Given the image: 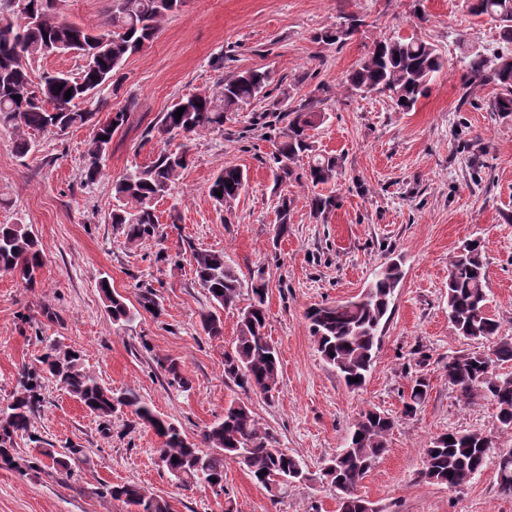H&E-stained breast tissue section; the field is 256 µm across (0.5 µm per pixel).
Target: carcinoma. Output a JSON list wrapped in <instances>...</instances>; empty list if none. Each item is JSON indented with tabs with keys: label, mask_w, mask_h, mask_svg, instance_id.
<instances>
[{
	"label": "carcinoma",
	"mask_w": 512,
	"mask_h": 512,
	"mask_svg": "<svg viewBox=\"0 0 512 512\" xmlns=\"http://www.w3.org/2000/svg\"><path fill=\"white\" fill-rule=\"evenodd\" d=\"M58 2L0 0V16L20 17L9 26L0 25V125L15 131L16 151L22 156L34 147L33 132L62 135L74 127L93 125L82 173L89 185L103 175L102 159L134 106L131 101L105 120L97 121V110L107 104L101 93L112 85L113 76L122 69L128 56L154 38L160 22L179 9L182 0H110L104 30L97 34L60 18ZM467 11L499 25L497 51L490 53L470 46L464 49L462 60L469 86H497L499 92L489 100L488 108L511 114L512 0H469ZM357 28V20L347 18L336 29L325 32L322 39L340 43ZM53 53L75 54L85 60V65L76 76L50 74L34 83L30 73L32 61ZM445 64L444 57L430 43L413 37L385 38L376 42L352 70L347 85L355 92L383 94L397 111L408 112L425 95L429 82ZM269 85V74L253 69L224 80L217 95L199 93L182 97L163 115L157 133L168 139L189 138L220 128L224 126V113L250 105ZM68 90L71 97L67 99ZM91 93L95 94L97 109L77 108L75 101H84ZM180 107L184 112L177 119L175 112ZM323 120L324 114L302 106L289 111L287 123L274 129L271 159L278 182L296 181L315 187L335 179L336 158L316 152L311 141L310 131ZM304 157L308 158L307 165L297 168V162ZM186 166L187 151L168 150L113 179L111 224L127 244L133 246L158 237L159 220L154 204L169 194ZM244 185L243 171L228 166L215 176L209 195L229 210ZM310 206L315 215L321 216L330 212L336 202L331 196L315 195L310 198ZM276 213L279 231L285 235L291 220L288 196L278 198ZM43 265V251L26 225L0 224V272L32 287ZM190 265L196 283L212 306V310L201 315L202 330L210 337H219L224 332L220 311L238 306L241 282L236 269L224 254L194 248ZM399 282V266L392 262L374 276L359 296L307 311L318 352L349 388L357 389L366 382ZM250 289L251 302L240 310L234 344L224 352V377L244 390L266 395L279 384V355L266 336L268 283L263 270H257L252 277ZM104 294L113 324L129 323L133 313L124 297L110 288ZM448 319L464 338L492 343L486 351H465L448 358V384L464 402L478 395L488 398L496 406L499 429L511 432L512 376L500 375L497 367L512 362V336L502 335L501 323L490 314L486 262L478 238L464 242L448 262ZM162 368L169 385L189 388V379L177 360H166ZM352 377L358 381H350ZM44 378L55 380L100 418L109 419L112 414L126 410L138 423L150 427L162 439L161 446L155 449L161 466L185 490L204 485L217 495L224 493V463L228 460L241 465L273 499L280 497L288 484L309 480V472L297 458L282 448H272L274 436L260 425L246 403L232 402L225 407L224 414L201 432L200 443L196 444L187 440L173 422L155 413L138 393L115 392L101 384L85 370L79 352L58 343L48 346L37 365L24 367L23 391L0 406V467L36 470L47 459L59 474L72 476L70 461L51 449L25 459L14 448V438L19 434L40 442L32 436V428ZM429 389L426 379L412 380L403 402V414H415ZM395 424V418L384 411H362L343 448L324 462L318 479L336 493L337 512H367L369 502L360 495L359 486L378 459L388 452V436ZM492 447L493 439L483 433L439 435L422 449L421 477L429 484L459 489L493 459L500 490L512 495V451L495 455L490 451ZM106 494L133 508V512H175L171 500L135 483L114 484L106 489Z\"/></svg>",
	"instance_id": "obj_1"
}]
</instances>
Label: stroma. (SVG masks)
I'll return each mask as SVG.
<instances>
[{"mask_svg":"<svg viewBox=\"0 0 512 512\" xmlns=\"http://www.w3.org/2000/svg\"><path fill=\"white\" fill-rule=\"evenodd\" d=\"M344 15L361 18L362 26L343 43L322 41ZM389 36L422 39L447 60L409 112L345 86L374 42ZM495 38L494 24L470 15L464 0H183L116 75L110 108L129 100L134 106L97 183L81 178L91 126L35 134L24 157L13 130L1 128L0 193L10 204L0 208V224L27 225L45 265L33 288L0 272V404L19 391L23 368L59 341L80 350L86 370L105 386L137 391L192 440L231 401L245 402L315 478L274 500L229 461L225 495L179 488L157 458L160 440L151 428L128 413L99 418L47 379L34 434L16 437L17 453L35 455L38 437L82 448L81 460L65 480L52 469L22 475L0 467V512H127L105 493L124 482L171 499L177 512H223L228 496L239 512H336L335 493L316 475L343 447L358 414L372 407L396 419L388 452L359 487L378 512H512L494 464L459 490L420 477L423 448L443 433H491L498 447L512 448L491 401H460L444 370L450 357L475 347L448 321V259L461 241L483 240L490 312L512 336V114L489 110L491 84L478 87L472 103H459L468 80L459 40L487 47ZM248 69L270 72L266 97L225 113L223 128L191 140L156 136L154 126L179 98L218 93L224 79ZM314 99L325 118L312 140L317 152L335 156L336 179L317 187L277 184L270 135L256 118ZM183 145L190 163L156 205L159 237L125 244L110 223L113 177ZM227 165L247 176L229 210L208 193ZM316 193L335 196V209L314 215L309 199ZM284 194L292 200L291 224L281 237L275 206ZM192 247L224 253L245 285L265 268L267 334L280 355V384L271 394H247L225 380L224 352L239 311H222L223 336L202 331L200 316L211 304L187 260ZM161 252L167 261H158ZM393 260L402 278L392 315L371 374L352 390L318 353L305 313L358 296ZM104 279L135 314L127 329H116L106 311ZM146 287L158 309L141 306ZM168 358L178 359L189 389L168 384L161 369ZM419 376L430 391L409 418L403 400Z\"/></svg>","mask_w":512,"mask_h":512,"instance_id":"obj_1","label":"stroma"}]
</instances>
